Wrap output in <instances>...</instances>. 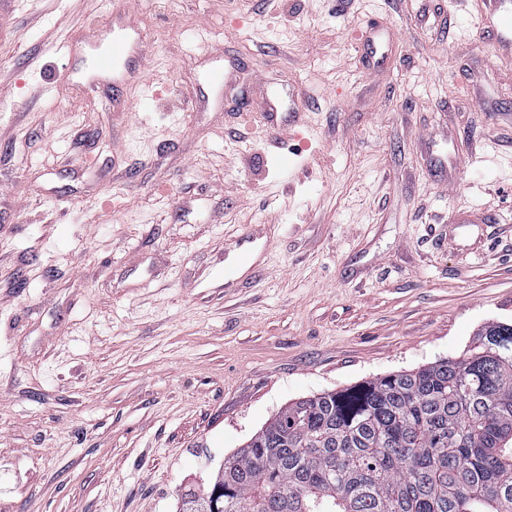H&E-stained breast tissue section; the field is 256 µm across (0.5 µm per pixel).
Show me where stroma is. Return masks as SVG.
Segmentation results:
<instances>
[{
	"instance_id": "1",
	"label": "stroma",
	"mask_w": 512,
	"mask_h": 512,
	"mask_svg": "<svg viewBox=\"0 0 512 512\" xmlns=\"http://www.w3.org/2000/svg\"><path fill=\"white\" fill-rule=\"evenodd\" d=\"M116 10L151 81L125 112L64 56ZM216 55L232 90L204 82ZM269 91L309 118L274 146ZM255 228L268 252L225 287ZM493 321L512 52L475 0H0V512H178L289 402Z\"/></svg>"
}]
</instances>
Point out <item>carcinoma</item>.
<instances>
[{
  "label": "carcinoma",
  "instance_id": "carcinoma-1",
  "mask_svg": "<svg viewBox=\"0 0 512 512\" xmlns=\"http://www.w3.org/2000/svg\"><path fill=\"white\" fill-rule=\"evenodd\" d=\"M180 512H512V324L288 404Z\"/></svg>",
  "mask_w": 512,
  "mask_h": 512
}]
</instances>
